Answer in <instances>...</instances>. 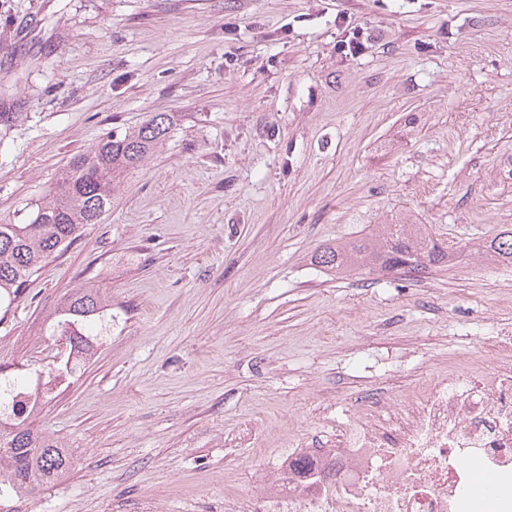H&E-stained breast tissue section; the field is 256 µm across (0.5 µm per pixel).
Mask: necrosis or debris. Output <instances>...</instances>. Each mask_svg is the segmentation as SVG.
Segmentation results:
<instances>
[{
	"instance_id": "obj_1",
	"label": "necrosis or debris",
	"mask_w": 512,
	"mask_h": 512,
	"mask_svg": "<svg viewBox=\"0 0 512 512\" xmlns=\"http://www.w3.org/2000/svg\"><path fill=\"white\" fill-rule=\"evenodd\" d=\"M307 454L298 473L282 453L251 493L225 495L224 512H512V500H476L470 470L512 483V341L482 371L441 369L369 397Z\"/></svg>"
}]
</instances>
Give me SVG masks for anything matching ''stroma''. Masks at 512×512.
<instances>
[{"instance_id":"1","label":"stroma","mask_w":512,"mask_h":512,"mask_svg":"<svg viewBox=\"0 0 512 512\" xmlns=\"http://www.w3.org/2000/svg\"><path fill=\"white\" fill-rule=\"evenodd\" d=\"M0 112L2 222L104 132L174 117L0 325L7 375L48 391L33 428L76 459L26 512H224L286 445L512 331V281L472 251L512 227V0H0ZM397 219L462 260L313 263ZM82 286L112 320L69 376L46 319ZM251 419L260 442L232 440ZM365 28L362 26H355L351 28L347 38L343 41L341 46L342 53L345 57L356 58L364 52L366 49V40L369 36H366Z\"/></svg>"}]
</instances>
